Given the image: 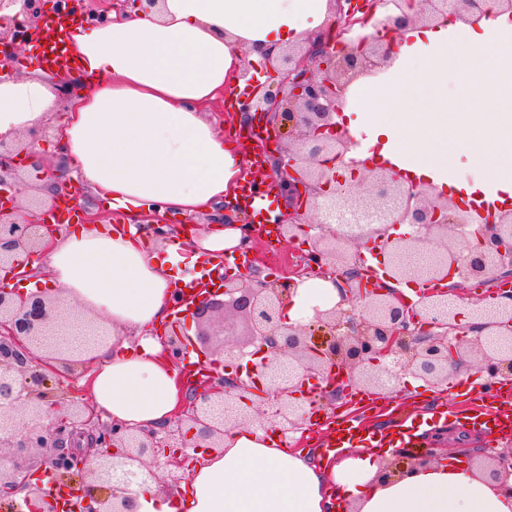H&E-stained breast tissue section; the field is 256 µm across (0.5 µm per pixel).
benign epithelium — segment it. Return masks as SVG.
I'll use <instances>...</instances> for the list:
<instances>
[{"instance_id":"1","label":"benign epithelium","mask_w":512,"mask_h":512,"mask_svg":"<svg viewBox=\"0 0 512 512\" xmlns=\"http://www.w3.org/2000/svg\"><path fill=\"white\" fill-rule=\"evenodd\" d=\"M351 0H334L336 22L311 34L294 48L265 52L243 64L240 78L247 93L239 112L245 124L258 120L273 134L274 145L262 154L269 175L277 181L283 206L266 224L278 226L289 244L305 245L303 261L279 277L226 278L223 297L216 291L193 305L196 338L174 330L167 346L179 365L189 347L199 343L211 356H224L225 375L194 383L186 397L185 420L194 429L193 451L201 446L223 447L224 429L259 425L286 437L308 419L310 397L334 401L366 386L393 391L412 377L431 387L448 385L465 365L480 387L490 389L512 380V210L472 227L468 210L452 199L432 196L386 168L353 173L370 189L354 193L336 174V164L349 149L338 135L334 116L344 105L348 86L360 76L382 71L390 57L381 36L336 40L338 29L350 33L375 17L367 3L363 16L349 8ZM486 0H392L397 14L383 31L395 33L417 22L455 16L473 22L486 12ZM53 16L69 20L90 18L84 0H56ZM103 21L106 15L98 14ZM45 19L36 0H0V69L13 67L15 50L42 42ZM275 71L274 85L257 74ZM41 180L49 175L27 164L26 140H0V496L26 489L27 504L39 512H59L55 490L31 483V456H43L44 472L59 479L78 468L86 479L66 483L81 512H135V502L121 485L162 484L151 460L157 448H170L166 465L178 470L196 458L186 453L187 439L179 428L155 429L99 421V415L79 405L80 389L51 362L61 351L73 322L96 335V319L77 312L68 318L59 303L39 294H17L13 284L27 280V261L39 255L56 230L25 219L29 212H49L53 201L37 194L25 178L29 170ZM382 224H406L400 236L378 235ZM381 240L387 256L381 270L372 271L366 254ZM428 251L433 263L411 268V253ZM302 275L329 280L341 301L315 311L314 321L325 328L322 337L306 333L287 321L285 306ZM454 287L478 281L496 288L498 302L449 298L443 283ZM435 283V288L406 296L403 282ZM240 318L247 327L246 345L224 340V323ZM478 337H471V333ZM273 404L264 412L252 397ZM488 477L512 495V448L493 449L480 461Z\"/></svg>"}]
</instances>
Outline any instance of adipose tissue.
<instances>
[{
	"label": "adipose tissue",
	"mask_w": 512,
	"mask_h": 512,
	"mask_svg": "<svg viewBox=\"0 0 512 512\" xmlns=\"http://www.w3.org/2000/svg\"><path fill=\"white\" fill-rule=\"evenodd\" d=\"M477 24L417 23L394 41L384 79L352 84L338 124L357 142L351 156L378 154L409 169L417 185L460 197L512 201V15L497 0ZM332 0H159L77 24L67 44L80 91L55 122L59 162L127 224H80L37 260L50 289L112 327L89 355L97 411L142 428L167 423L182 395L155 329L170 315L177 251L192 259L237 245L240 232L213 225L181 244L145 241L137 218L154 205L193 215L236 189L242 154L203 112L232 82L243 52L279 50L329 24ZM57 102L45 68L0 82V138L43 125ZM340 300L332 283L300 282L286 315L300 324ZM388 456L352 448L314 461L271 441L266 429L228 431L199 455L188 485L171 492L130 486L138 512H512V498L452 459L381 480Z\"/></svg>",
	"instance_id": "ef3b65f1"
}]
</instances>
